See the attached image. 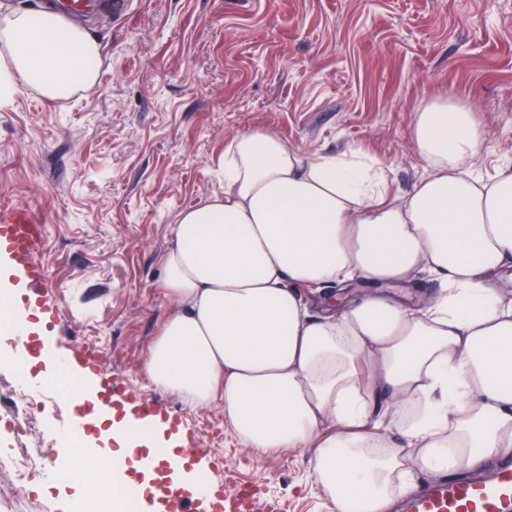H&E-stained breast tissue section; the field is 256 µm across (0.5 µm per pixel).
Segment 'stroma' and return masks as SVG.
<instances>
[{"label": "stroma", "instance_id": "35a3bbf8", "mask_svg": "<svg viewBox=\"0 0 512 512\" xmlns=\"http://www.w3.org/2000/svg\"><path fill=\"white\" fill-rule=\"evenodd\" d=\"M84 27L99 77L67 100L22 87L0 108V200L44 226L34 260L56 312L55 350L92 349L126 401L152 398L225 497L253 488L278 512H337L310 452L243 448L215 406L192 407L144 370L172 308L159 257L179 213L224 191L239 133L304 152L379 159L390 194L427 176L415 114L438 98L472 110L482 178L512 164V0H129ZM73 386L31 412L72 422Z\"/></svg>", "mask_w": 512, "mask_h": 512}]
</instances>
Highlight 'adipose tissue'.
I'll return each instance as SVG.
<instances>
[{"label":"adipose tissue","instance_id":"adipose-tissue-1","mask_svg":"<svg viewBox=\"0 0 512 512\" xmlns=\"http://www.w3.org/2000/svg\"><path fill=\"white\" fill-rule=\"evenodd\" d=\"M97 40L49 11L0 14V103L23 81L51 100L96 83ZM413 136L431 169L388 197L378 160L305 153L262 131L238 134L224 193L182 212L160 257L174 302L146 373L194 406L221 407L240 445L312 452L338 512H389L415 472L470 473L512 449V166L490 179L470 162L481 133L465 107L416 114ZM432 297L404 301L419 273ZM370 284L338 315L304 292ZM420 407L402 425L376 410ZM417 449L416 457L405 454ZM101 471L139 496L130 447Z\"/></svg>","mask_w":512,"mask_h":512}]
</instances>
